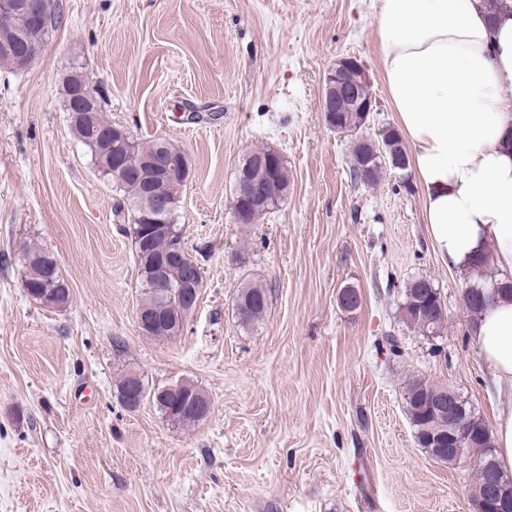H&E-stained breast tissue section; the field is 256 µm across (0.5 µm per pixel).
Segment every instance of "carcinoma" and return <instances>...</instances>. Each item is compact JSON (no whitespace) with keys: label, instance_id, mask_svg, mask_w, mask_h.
Listing matches in <instances>:
<instances>
[{"label":"carcinoma","instance_id":"obj_1","mask_svg":"<svg viewBox=\"0 0 512 512\" xmlns=\"http://www.w3.org/2000/svg\"><path fill=\"white\" fill-rule=\"evenodd\" d=\"M51 2L53 11L49 21L50 27L45 39L28 49L24 62L26 66L42 55L48 38L63 21V4L59 3V0H51ZM363 119L364 115L355 111V106L347 100L339 101L336 105V112L328 117L331 124L351 133L360 130ZM70 128L76 139L88 148L91 158L103 178L111 181L123 193L122 200L114 208V219L120 224L129 225L141 288L139 305L151 308L159 315L173 311L177 305V290L181 281V271L177 266H173L167 271L166 278L170 284L169 294L162 295L155 291L154 271L145 252L141 249L139 232L146 229L147 225L142 223V185L138 177L134 176V172L150 165L155 158L162 155L176 165H183L185 172L188 173L190 172L188 154L179 146L166 140L159 139L151 142L139 140L124 127L113 123L103 108L89 113L80 123L70 124ZM382 142L385 148L383 157L376 155L374 149L363 138L354 143L352 174L354 178H359V164L363 158H368V168L364 180L366 185L376 183L383 165L395 167L394 158L396 157L402 158V162H404V166L398 167V170H407V166H405L407 154L397 132L393 129L386 130L383 133ZM267 176L278 186V191L270 202V207L274 210L288 195L290 174L287 161L283 158L280 159L278 166L267 173ZM151 190L155 197L169 201L174 209L178 208L183 191L177 189L173 183L165 179L157 180L152 184ZM169 220L173 224L172 233L152 239L148 251L154 254L167 252L174 248L178 240L183 238L181 225L177 224V215L171 214ZM21 258L42 261L45 276L40 287L43 288L42 295L46 299L44 306L58 309L67 307L72 300L71 289L61 274L54 255L42 247L27 246L23 248ZM500 292L512 294V278L492 279L491 264L488 258L483 257L477 260L466 274V286L462 293L463 304L470 323L473 324L479 319L492 301L493 295ZM270 294V288L260 283H247L238 289L235 301L247 305L246 317L240 321L241 325L250 326L263 319L269 306ZM398 308L404 323L423 336L433 335L432 328L422 320V314L426 311L434 318L435 326L438 329L441 330L444 327V305L441 304L438 297L421 288L418 277L406 284ZM441 389L440 384L419 377L408 381L404 390L405 412L413 428L415 441L428 455L434 454L435 449L425 447L423 436L427 430L433 427V423L428 411L423 409V405L420 404L419 398L424 394L434 393ZM146 396L152 398L165 418L174 426L191 428L202 421V418L195 414L192 405L188 402L183 404L173 397L162 401L157 398V393L149 391L146 392ZM462 404L467 411L468 421L480 441V449L491 459H496V448L492 443L491 433L484 419L475 412L468 401L464 400Z\"/></svg>","mask_w":512,"mask_h":512}]
</instances>
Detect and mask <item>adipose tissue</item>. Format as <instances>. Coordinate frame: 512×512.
I'll list each match as a JSON object with an SVG mask.
<instances>
[{"instance_id":"ef3b65f1","label":"adipose tissue","mask_w":512,"mask_h":512,"mask_svg":"<svg viewBox=\"0 0 512 512\" xmlns=\"http://www.w3.org/2000/svg\"><path fill=\"white\" fill-rule=\"evenodd\" d=\"M375 38L441 261L465 273L486 254L512 275V0H380ZM471 334L497 394V461L512 472V298Z\"/></svg>"}]
</instances>
